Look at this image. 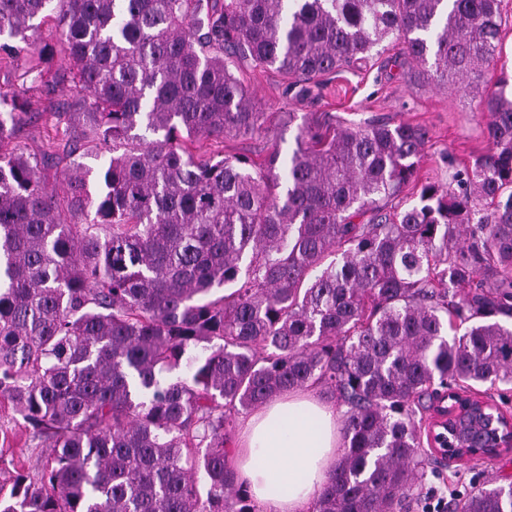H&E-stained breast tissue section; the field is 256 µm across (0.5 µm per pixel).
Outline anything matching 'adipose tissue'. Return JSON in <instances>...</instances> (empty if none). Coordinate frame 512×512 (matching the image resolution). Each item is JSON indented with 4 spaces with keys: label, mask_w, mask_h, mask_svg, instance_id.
Instances as JSON below:
<instances>
[{
    "label": "adipose tissue",
    "mask_w": 512,
    "mask_h": 512,
    "mask_svg": "<svg viewBox=\"0 0 512 512\" xmlns=\"http://www.w3.org/2000/svg\"><path fill=\"white\" fill-rule=\"evenodd\" d=\"M347 451L335 406L290 388L243 419L232 457L259 512H307Z\"/></svg>",
    "instance_id": "ef3b65f1"
}]
</instances>
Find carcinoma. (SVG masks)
I'll return each instance as SVG.
<instances>
[{"mask_svg":"<svg viewBox=\"0 0 512 512\" xmlns=\"http://www.w3.org/2000/svg\"><path fill=\"white\" fill-rule=\"evenodd\" d=\"M49 21L64 75L31 41ZM502 23V0H0V69L22 56L32 80L0 94V404L50 448L0 481V512H256L229 418L294 387L347 407L313 512H410L437 461L417 413L512 383L509 79L484 99L489 149L446 187L418 182L428 133L405 123L308 119L286 160L191 146L262 129L237 63L305 91L400 44L449 87ZM66 80L88 95L18 151L30 92ZM79 150L102 166L50 184ZM448 512H512V485Z\"/></svg>","mask_w":512,"mask_h":512,"instance_id":"cac0c4a2","label":"carcinoma"}]
</instances>
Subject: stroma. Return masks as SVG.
<instances>
[{
  "label": "stroma",
  "instance_id": "stroma-1",
  "mask_svg": "<svg viewBox=\"0 0 512 512\" xmlns=\"http://www.w3.org/2000/svg\"><path fill=\"white\" fill-rule=\"evenodd\" d=\"M504 5L499 54L494 63L484 68L478 78L466 80L452 90L411 80L412 66L402 61L397 46L373 57L366 66L318 78L305 94L300 93L291 78L276 70L242 63L234 74L250 93L258 111L265 113L264 130L254 135L226 136L220 148L202 139L196 142L195 153L206 159L221 150L228 156H247L258 161L276 148L286 156L295 147L296 135L295 127L288 124L289 113H327L346 125L380 120L425 127L428 140L417 175L424 181L447 182L456 169L486 151L489 115L483 112L481 100L496 90L501 77L512 79V0H504ZM76 95L73 86L67 84L46 97L42 117L23 120L16 126L14 145L27 154L37 152L53 122V111L65 109ZM427 483L437 498L486 484H511L512 453L494 461L470 460L437 467Z\"/></svg>",
  "mask_w": 512,
  "mask_h": 512
}]
</instances>
